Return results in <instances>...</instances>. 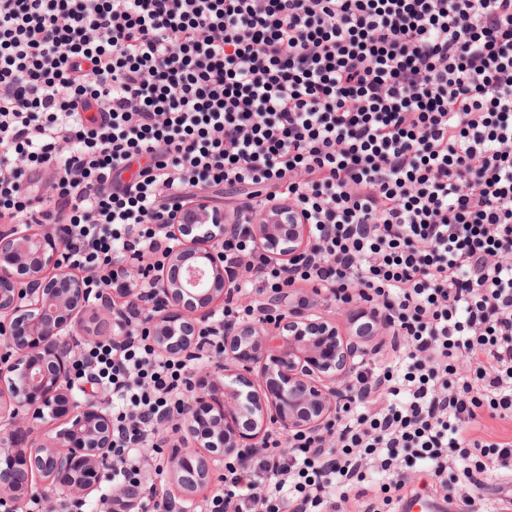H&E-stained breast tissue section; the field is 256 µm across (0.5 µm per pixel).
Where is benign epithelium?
<instances>
[{"instance_id":"7a95c632","label":"benign epithelium","mask_w":512,"mask_h":512,"mask_svg":"<svg viewBox=\"0 0 512 512\" xmlns=\"http://www.w3.org/2000/svg\"><path fill=\"white\" fill-rule=\"evenodd\" d=\"M236 228L196 201L162 241L149 280L132 259L85 273L63 268L51 233L30 224L0 229V349L9 354L0 365L1 498L27 502L45 486L85 496L112 468L108 394L77 392L72 364L79 346L100 338L102 325L114 343L135 335L126 298L141 307L152 344L166 357L201 353L214 331L224 338V357L195 365L194 393L171 422L182 433L170 475L183 501L194 503L229 459L248 461L273 430L325 431L372 334L360 329L345 337L335 323L296 305L271 322H214L228 297L251 304L242 292L249 272H227L220 247ZM245 228L272 265L315 245L301 212L277 203ZM59 419L53 437L36 424Z\"/></svg>"}]
</instances>
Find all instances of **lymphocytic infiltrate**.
<instances>
[{"label": "lymphocytic infiltrate", "instance_id": "lymphocytic-infiltrate-1", "mask_svg": "<svg viewBox=\"0 0 512 512\" xmlns=\"http://www.w3.org/2000/svg\"><path fill=\"white\" fill-rule=\"evenodd\" d=\"M224 186L227 220L285 201L316 238L285 267L224 238L260 295L362 300L392 340L325 436L268 437L208 512H395L419 463L443 488L511 474L512 439L476 433L512 421V0H0V222L98 268ZM192 365L80 351L78 383L120 401L104 512H143Z\"/></svg>", "mask_w": 512, "mask_h": 512}]
</instances>
